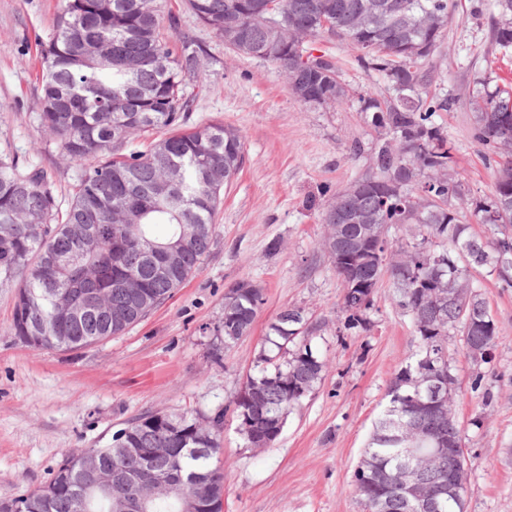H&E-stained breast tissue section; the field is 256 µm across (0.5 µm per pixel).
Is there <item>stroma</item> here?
I'll return each instance as SVG.
<instances>
[{"mask_svg":"<svg viewBox=\"0 0 512 512\" xmlns=\"http://www.w3.org/2000/svg\"><path fill=\"white\" fill-rule=\"evenodd\" d=\"M58 0H0V151L44 170L68 199L80 167L67 161L38 125L40 47L52 33ZM178 29L200 48L203 91L192 120L220 122L245 139V158L224 193L212 245L199 271L125 334L75 351L38 349L11 336L14 291L0 288V495L44 483L63 455L101 448L129 421L150 412L212 414L224 408V512H361L353 472L386 403L392 374L421 341L382 279L366 326L348 330L342 287L323 248L329 199L370 164L374 132L359 96L387 95L384 76L357 50L325 36L317 49L335 57L348 97L310 108L269 63L231 52L189 10L166 0ZM495 0H456L439 54L429 63L431 92L452 107L434 120L462 174L467 198L490 196L489 150L475 137L471 96L505 83L512 47L491 36ZM361 142V153L351 146ZM498 337L486 360L458 338L448 341L455 411L470 466L466 512H512V286L472 271ZM247 280L263 290L251 332L210 359L224 294ZM301 309L328 371L288 416L267 448L246 447L228 400L252 372L269 324Z\"/></svg>","mask_w":512,"mask_h":512,"instance_id":"stroma-1","label":"stroma"}]
</instances>
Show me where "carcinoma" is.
<instances>
[{"label": "carcinoma", "mask_w": 512, "mask_h": 512, "mask_svg": "<svg viewBox=\"0 0 512 512\" xmlns=\"http://www.w3.org/2000/svg\"><path fill=\"white\" fill-rule=\"evenodd\" d=\"M189 9L234 52L271 63L304 106H339L346 89L335 58L314 55L313 41L335 36L380 72L394 96L361 98V112L377 134L368 172L336 193L322 215L331 264L341 282L348 329L365 327L375 288L393 281V300L410 316L422 347L395 369L387 404L354 470L362 512H453L443 493L453 459L448 449L415 446L416 432L433 429L445 444L463 441L456 419L448 339L490 350L498 326L474 290L470 271L502 276L512 269V153L498 144L512 139V88L495 86L471 102L476 139L492 149L496 175L491 195L469 203L476 223L498 236L486 241L460 223L448 201L466 202L448 138L433 121L448 98L431 95L424 61L437 54L451 20L449 0H187ZM492 40L512 46V0H496ZM54 35L41 49L39 126L63 156L81 168L71 200L61 208L44 172L20 166L0 152V288H13L10 334L29 346L72 351L123 334L173 296L199 270L212 242V224L224 188L239 172L245 145L222 124H191L197 96L194 40L177 31L163 0H60ZM151 140L143 151L124 153L134 136ZM505 204L499 210L495 199ZM359 221L349 223L350 215ZM414 226L412 239L386 243L381 266L355 261L363 225ZM187 232L169 263L145 252ZM79 254L60 268L59 259ZM263 304L262 289L238 282L224 295L212 361L250 332ZM326 360L312 347L301 310L281 311L240 391L229 401L247 417L250 432L264 437L324 379ZM448 383L443 409L429 406L432 382ZM224 410L211 417L185 412L142 415L112 436L104 448L69 453L45 484L0 498V512H112V500L89 509L84 485L120 464L175 469L216 485L212 512L224 506L220 450ZM174 421L184 439L169 435ZM138 448L118 457L114 449ZM414 484L429 501L422 508L408 492ZM141 493L149 512H180L175 496L148 484Z\"/></svg>", "instance_id": "cac0c4a2"}]
</instances>
